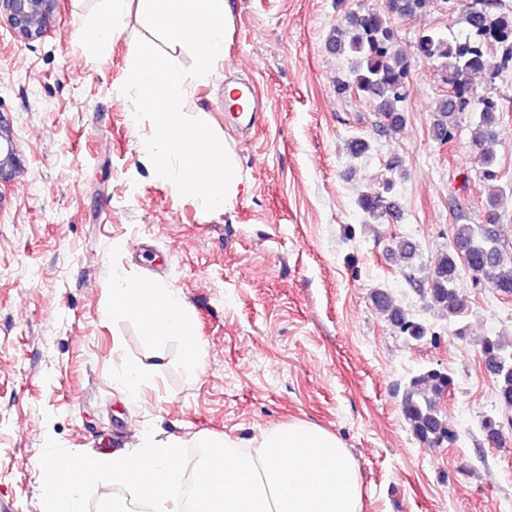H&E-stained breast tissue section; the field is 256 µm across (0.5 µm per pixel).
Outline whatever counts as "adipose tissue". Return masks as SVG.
Wrapping results in <instances>:
<instances>
[{
  "instance_id": "adipose-tissue-1",
  "label": "adipose tissue",
  "mask_w": 512,
  "mask_h": 512,
  "mask_svg": "<svg viewBox=\"0 0 512 512\" xmlns=\"http://www.w3.org/2000/svg\"><path fill=\"white\" fill-rule=\"evenodd\" d=\"M109 314L127 315L138 319L145 336L155 340L168 337L183 339L189 364H196L199 351L195 330L179 297L153 284L124 280L112 290L107 308Z\"/></svg>"
}]
</instances>
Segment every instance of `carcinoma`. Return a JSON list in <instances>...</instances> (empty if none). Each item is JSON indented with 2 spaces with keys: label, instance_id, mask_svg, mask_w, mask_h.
Returning <instances> with one entry per match:
<instances>
[{
  "label": "carcinoma",
  "instance_id": "obj_1",
  "mask_svg": "<svg viewBox=\"0 0 512 512\" xmlns=\"http://www.w3.org/2000/svg\"><path fill=\"white\" fill-rule=\"evenodd\" d=\"M425 0H395L394 7L369 9L362 14H348L346 30L336 29L328 38L329 48L349 61L346 77L337 81L336 92L343 95L355 91L372 98L387 120V127L398 131L405 117L398 108L407 94L409 62L400 48L390 24L391 16H413ZM503 0H476L463 17L458 33L428 31L419 36L417 51L437 61L444 70L448 96L435 104L432 137L440 143L450 141L458 126L459 115L472 114L471 136L481 149L478 162L486 176H494V125L498 120L499 102L480 96L472 86V77L483 74L494 82L502 73L512 71V11L504 10ZM394 181L388 179L378 191L361 194L357 207L363 223L375 224L394 209ZM501 196L489 198V223L476 227L457 224L454 228L456 250L442 254L434 265L427 285L409 278V283L428 288L431 302L449 315L460 312L464 299L456 288L460 277L459 261L475 279L485 278L503 296H512V256L502 251L495 229ZM377 309L399 329L400 333L419 341L428 328L394 306L389 295L377 289L373 293ZM485 364L498 382L501 404L512 408V349H507L497 336L482 340ZM453 377L441 370L430 369L411 378L402 401V413L410 432L423 444L442 446L458 439L448 427V420L436 407L435 399L450 391Z\"/></svg>",
  "mask_w": 512,
  "mask_h": 512
}]
</instances>
